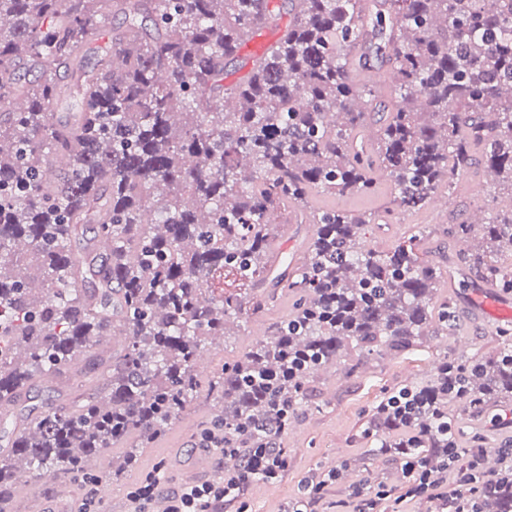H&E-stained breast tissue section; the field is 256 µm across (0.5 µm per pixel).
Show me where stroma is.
Wrapping results in <instances>:
<instances>
[{
  "mask_svg": "<svg viewBox=\"0 0 512 512\" xmlns=\"http://www.w3.org/2000/svg\"><path fill=\"white\" fill-rule=\"evenodd\" d=\"M451 182L447 213L433 217L422 210L391 214L392 190L382 177L377 180L375 195L370 197L352 195L327 200L315 195L309 199L307 206L311 209L330 206L370 213L371 221L362 226L360 239L366 248L376 251L391 248L415 230L418 222H425L427 234L418 250L425 260L445 267L444 278L449 285L437 288L435 297L452 305L457 324L452 331H438L402 354L372 356L357 364L345 358L315 374L309 383L308 400L296 412L293 433L280 439L288 454V470L279 482L259 480L252 484L246 499L248 512H285L289 501L306 497L307 478L328 475L333 469L338 470L339 477L330 485L329 492L339 498L346 497L356 484H383L390 489L402 486L405 478L400 461L388 454L378 455L380 438L363 434L375 408L404 386L428 382L443 360L463 363L495 354L503 341V332L512 333V319H487L469 308L466 298L472 284L483 279L471 255L480 234L472 232L463 240L455 232L469 211L503 209L505 203L512 201V193L495 189L479 159L453 175ZM463 182L473 184V192H460ZM462 240L468 246L464 253L456 249ZM257 340L251 322L230 326L226 336L218 341L219 355L208 364L198 365L199 376L211 378L224 359L243 354ZM105 390L102 372L87 371L79 364L72 371L60 373L55 387H34L30 396L32 404L38 406L50 397L60 403L69 402L91 393L101 395ZM220 409L218 399L200 394L160 437L140 450L134 467H124L121 458L113 456L96 462L93 473L84 477L63 470L32 474L31 493L12 494L6 512H35L38 500L54 496L62 484L72 486L81 497H95L98 512H133L126 491L154 466H161L160 478L166 490H175L190 480L185 455L189 447L199 446ZM448 417L458 431L460 446L468 447L473 439H480L489 454V468L499 470L501 463L496 450L512 439V399L496 403L480 417L469 413L464 403H452L448 406ZM105 486L111 488V498L100 497L99 491Z\"/></svg>",
  "mask_w": 512,
  "mask_h": 512,
  "instance_id": "35a3bbf8",
  "label": "stroma"
}]
</instances>
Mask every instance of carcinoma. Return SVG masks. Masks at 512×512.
I'll use <instances>...</instances> for the list:
<instances>
[{
	"instance_id": "obj_1",
	"label": "carcinoma",
	"mask_w": 512,
	"mask_h": 512,
	"mask_svg": "<svg viewBox=\"0 0 512 512\" xmlns=\"http://www.w3.org/2000/svg\"><path fill=\"white\" fill-rule=\"evenodd\" d=\"M300 9L243 82L224 86V64L268 20V0H0V400L15 403L39 376L78 361L110 374L109 403L95 396L49 406L33 420L0 419V506L20 461L37 472L85 473V459L135 437L152 442L200 386L197 359L227 334L243 300L206 297L229 271L258 291L254 315L289 291V316L246 354L224 360L209 387L222 402L224 443L279 431L307 380L357 350L409 349L435 325L440 268L412 239L388 251L355 247L362 213L314 215L293 275L273 269L284 203L313 195H370L378 168L402 212L420 210L468 168L472 148L512 191V0H390L388 16H362L363 0H289ZM122 18L110 28L112 17ZM387 39L398 74L375 146L353 132L372 91L349 73L347 49L369 33ZM110 37L88 69L87 46ZM70 79L77 115L55 112ZM473 259L504 292L512 271V213L493 210ZM122 324L128 341L93 355L89 338ZM484 408L512 397V346L465 365L443 361L432 380L403 391L426 402L398 417L387 402L382 450L448 464L437 417L461 401ZM482 496L512 512V474Z\"/></svg>"
}]
</instances>
